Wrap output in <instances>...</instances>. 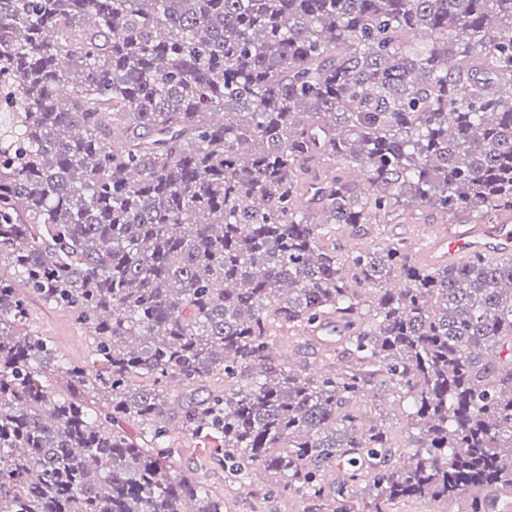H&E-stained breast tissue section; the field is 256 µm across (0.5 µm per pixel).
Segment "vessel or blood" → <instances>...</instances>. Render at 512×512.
<instances>
[{"label":"vessel or blood","mask_w":512,"mask_h":512,"mask_svg":"<svg viewBox=\"0 0 512 512\" xmlns=\"http://www.w3.org/2000/svg\"><path fill=\"white\" fill-rule=\"evenodd\" d=\"M475 253L512 257V225L474 224L463 232L437 238L426 259L434 264L453 265Z\"/></svg>","instance_id":"b4317fda"}]
</instances>
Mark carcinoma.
Segmentation results:
<instances>
[{
  "label": "carcinoma",
  "mask_w": 512,
  "mask_h": 512,
  "mask_svg": "<svg viewBox=\"0 0 512 512\" xmlns=\"http://www.w3.org/2000/svg\"><path fill=\"white\" fill-rule=\"evenodd\" d=\"M509 86L512 0H0V512H224L161 448L169 384L214 378L182 424L241 484L500 512L512 259L325 239L511 213ZM19 279L84 325L95 371L29 328ZM286 331L319 376L276 354ZM375 390L408 402L411 450L354 411Z\"/></svg>",
  "instance_id": "obj_1"
}]
</instances>
